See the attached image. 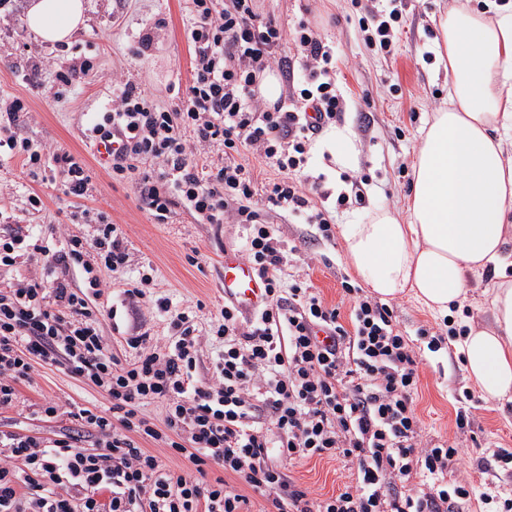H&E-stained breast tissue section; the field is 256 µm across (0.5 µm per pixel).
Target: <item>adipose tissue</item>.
I'll use <instances>...</instances> for the list:
<instances>
[{"label": "adipose tissue", "mask_w": 512, "mask_h": 512, "mask_svg": "<svg viewBox=\"0 0 512 512\" xmlns=\"http://www.w3.org/2000/svg\"><path fill=\"white\" fill-rule=\"evenodd\" d=\"M29 30L50 44L85 26L84 0H29ZM448 105L421 130L406 215L375 207L341 234L380 298L411 294L451 315L468 277L491 272L490 326L469 327L464 365L482 394L512 402V0L458 5L437 19Z\"/></svg>", "instance_id": "1"}]
</instances>
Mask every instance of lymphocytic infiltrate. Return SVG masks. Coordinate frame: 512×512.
<instances>
[{"mask_svg":"<svg viewBox=\"0 0 512 512\" xmlns=\"http://www.w3.org/2000/svg\"><path fill=\"white\" fill-rule=\"evenodd\" d=\"M186 39L191 78L177 104L166 107L116 83L106 111L96 113L90 145L112 149L108 173L130 183L141 208L162 224L177 210L208 224L247 229L246 260L268 283V300L251 313L233 303L220 310L212 332L224 348L212 376L199 377L200 338L188 313L169 298L151 301L149 313L167 314L172 339L153 344L129 336L135 352L121 361L90 308L102 294L103 271L126 268L130 255L119 225L84 208L72 220L95 226L92 238L65 234L54 251L25 234L0 237V271L18 262L32 278L0 289V410L12 407L36 363L55 364L102 391L108 406L81 407L46 399L39 411L76 421L79 434L42 440L0 431V512H252L254 498L266 512H463L478 488L449 481L459 451L423 441L414 406L421 355L414 340L396 330L385 303L345 287L350 321L307 282L284 280L288 244L265 212L284 213L298 224L332 234L331 218L296 181L306 147L339 121L347 102L337 92L336 58L309 22L286 37L262 17L257 0H188ZM402 22L398 0H384L359 18L367 45L390 52ZM296 52H283L285 41ZM283 71L297 83L286 102L257 95L260 73ZM25 109L13 99L0 114V153L21 156L31 171L65 174L66 192L79 200L94 185L84 163L69 151L18 140L13 132ZM319 124H308L307 113ZM277 167L266 208L255 198L258 178L243 155ZM209 156L207 169L198 160ZM83 270L86 291L66 273ZM327 331L320 339L319 331ZM164 406L161 422L145 408ZM95 437L81 446V433ZM187 458L194 472L170 466L145 442ZM314 456L339 457L353 480L319 499L298 486L291 464ZM219 476H209V469ZM423 477L425 490L407 487Z\"/></svg>","mask_w":512,"mask_h":512,"instance_id":"obj_1","label":"lymphocytic infiltrate"}]
</instances>
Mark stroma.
Instances as JSON below:
<instances>
[{"instance_id": "obj_1", "label": "stroma", "mask_w": 512, "mask_h": 512, "mask_svg": "<svg viewBox=\"0 0 512 512\" xmlns=\"http://www.w3.org/2000/svg\"><path fill=\"white\" fill-rule=\"evenodd\" d=\"M458 0H404L402 27L392 55L371 49L359 31L358 19L370 0L353 6L351 0H259L261 13L285 29H295L299 21L311 22L323 41L336 51V85L352 105L338 126L346 130L359 150L351 175L367 180L366 203L337 204L343 184L330 154L310 152L309 174H324L322 195L314 196L318 208L328 210L333 224L362 223L369 205L380 204L405 212L412 180V162L420 146V131L432 112L448 102V84L437 74L429 52L437 48L438 31L432 22L457 4ZM26 0H0V99H22L27 114L14 132L17 138L60 146L82 158L96 190L90 200H79L65 192L62 175L51 183L32 177L16 157L0 159V230H27L49 234L53 226L68 225L71 233L90 235L86 224L69 221L79 205L103 211L120 224L130 253V265L121 273H105L107 286L96 306L108 311L129 284L147 270H154L153 286L146 300L169 297L174 309L194 316L201 338V358L209 360L220 344L210 336V327L224 305L223 271L225 251L241 248L245 234L237 224H202L180 212L167 224H159L140 208L127 183L112 182L103 164L94 158L83 135L94 113L103 111L112 99V75L125 80L161 104L178 102L190 77V49L184 32L185 0H87L88 26L70 43L49 46L36 41L27 31L23 17ZM148 49H141L142 39ZM37 57L53 63L50 70L28 78L30 62ZM90 59L94 65L88 76L62 84L58 72ZM38 191L45 196L42 211H29L27 196ZM279 235L295 246L289 272L300 280H310L325 302L339 306L341 319H348L349 305L343 300V283L360 285L341 236L323 239L316 225L292 224L271 214ZM197 255V264L187 261ZM486 276L473 275L463 298L464 311L458 324L487 326L492 322L484 295ZM397 330L415 336L418 328L446 334L444 318L435 315L409 296L390 302ZM121 331H113L104 320V334L121 359H133L124 334H147L166 343L168 319L159 315L122 310ZM472 400H464V392ZM53 397L79 406L104 404L103 394L61 367L42 364L34 369L32 383L22 385L12 408L0 410V430L20 425L28 435L53 439L76 431L74 423L39 416L37 405ZM418 414L424 422V441L464 448L465 463L453 478L469 479L481 487L512 496V464L498 463L487 471L476 467L478 458L494 448L512 449V403L485 399L476 392L462 362L447 349L423 351L419 389L415 396ZM467 411L469 428L457 429L458 411ZM292 478L301 487L321 498L349 484L350 472L343 462L314 457L294 464Z\"/></svg>"}]
</instances>
